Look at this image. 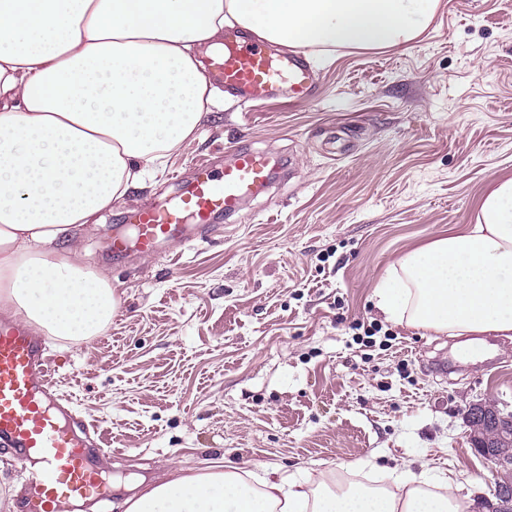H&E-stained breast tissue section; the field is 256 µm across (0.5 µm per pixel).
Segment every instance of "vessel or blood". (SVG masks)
<instances>
[{
  "mask_svg": "<svg viewBox=\"0 0 512 512\" xmlns=\"http://www.w3.org/2000/svg\"><path fill=\"white\" fill-rule=\"evenodd\" d=\"M207 77L244 103L264 94L299 105L317 94L303 54H277L268 42L236 32L225 36L224 51ZM273 174L266 155L243 147L230 151L221 172L197 167L173 204L138 210L134 231L140 253L150 256L165 243L207 238L217 216L238 215ZM49 375L43 339L23 324L0 320V441L15 448L18 463L32 455L38 460L29 484V512H61L72 500L109 494L100 458L88 456L54 414Z\"/></svg>",
  "mask_w": 512,
  "mask_h": 512,
  "instance_id": "obj_1",
  "label": "vessel or blood"
}]
</instances>
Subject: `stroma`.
<instances>
[{"label": "stroma", "instance_id": "obj_1", "mask_svg": "<svg viewBox=\"0 0 512 512\" xmlns=\"http://www.w3.org/2000/svg\"><path fill=\"white\" fill-rule=\"evenodd\" d=\"M312 70L313 101L225 99L154 182L66 243L121 299L98 336L46 344L74 431L112 450L102 469L121 487L95 512H113L125 483L217 461L387 487L408 468L452 476L472 501L493 493L465 414L485 399L512 410V339L461 358L462 337L386 321L373 290L512 178V0H439L416 40L339 48ZM239 145L286 160L289 177L210 239L113 263L116 225ZM26 492L0 443V512H22Z\"/></svg>", "mask_w": 512, "mask_h": 512}]
</instances>
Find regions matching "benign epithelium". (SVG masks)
I'll return each mask as SVG.
<instances>
[{
    "label": "benign epithelium",
    "instance_id": "7a95c632",
    "mask_svg": "<svg viewBox=\"0 0 512 512\" xmlns=\"http://www.w3.org/2000/svg\"><path fill=\"white\" fill-rule=\"evenodd\" d=\"M469 443L495 464L494 495L498 503L485 502L490 512H512V411L505 412L491 401L469 404L466 412Z\"/></svg>",
    "mask_w": 512,
    "mask_h": 512
}]
</instances>
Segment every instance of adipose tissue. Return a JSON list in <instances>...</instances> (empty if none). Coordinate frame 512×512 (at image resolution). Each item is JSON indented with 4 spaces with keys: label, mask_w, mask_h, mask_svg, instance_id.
<instances>
[{
    "label": "adipose tissue",
    "mask_w": 512,
    "mask_h": 512,
    "mask_svg": "<svg viewBox=\"0 0 512 512\" xmlns=\"http://www.w3.org/2000/svg\"><path fill=\"white\" fill-rule=\"evenodd\" d=\"M438 0H0V313L85 341L119 299L57 242L164 168L210 112L205 60L239 28L277 45L374 49L418 37ZM373 298L386 320L441 334L512 335V178L476 223L401 255ZM404 470L394 489L309 485L234 467L145 486L123 512H467Z\"/></svg>",
    "instance_id": "obj_1"
}]
</instances>
